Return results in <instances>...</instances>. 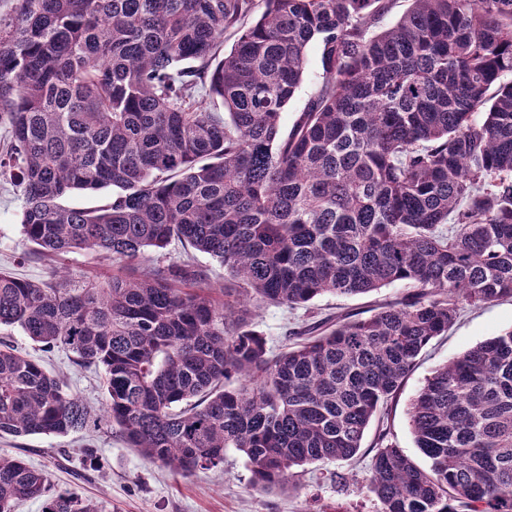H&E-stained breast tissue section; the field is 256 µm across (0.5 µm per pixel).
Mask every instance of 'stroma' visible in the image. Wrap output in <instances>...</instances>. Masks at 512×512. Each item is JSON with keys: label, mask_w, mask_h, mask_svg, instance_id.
I'll return each instance as SVG.
<instances>
[{"label": "stroma", "mask_w": 512, "mask_h": 512, "mask_svg": "<svg viewBox=\"0 0 512 512\" xmlns=\"http://www.w3.org/2000/svg\"><path fill=\"white\" fill-rule=\"evenodd\" d=\"M22 196L10 174L0 175V268L14 276L39 282L51 268L65 269L72 278L92 281L111 273L112 262L92 250L44 258L31 254L20 232ZM401 286L341 296L328 294L290 309L267 304L253 316L255 329L269 347L279 348L286 329L311 317L336 312L371 314L383 301L401 296ZM512 328V300L465 307L447 335L433 340L407 380L388 421L389 441L414 459L424 457L414 445L409 425L411 399L439 365L501 331ZM0 338L38 360L64 379L69 391L93 409L105 400L102 371L81 366L71 351L44 350L20 330H1ZM373 435H366L359 455L351 461L312 464L301 468L296 486L287 492H260L251 486L244 457L227 449L224 466L182 476L159 468L127 448L107 426L65 435L0 438V454L19 456L45 473L50 494L74 492L97 502L102 512H377L379 505L364 486Z\"/></svg>", "instance_id": "35a3bbf8"}]
</instances>
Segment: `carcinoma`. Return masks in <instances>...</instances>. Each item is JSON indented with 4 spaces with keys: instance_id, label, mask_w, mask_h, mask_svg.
I'll list each match as a JSON object with an SVG mask.
<instances>
[{
    "instance_id": "1",
    "label": "carcinoma",
    "mask_w": 512,
    "mask_h": 512,
    "mask_svg": "<svg viewBox=\"0 0 512 512\" xmlns=\"http://www.w3.org/2000/svg\"><path fill=\"white\" fill-rule=\"evenodd\" d=\"M15 0L0 19V172L23 189L42 256L91 249L126 274L76 284L0 269V329L105 373L93 412L0 341V436L106 422L183 476L233 448L252 487L354 459L424 349L464 304L512 298V0ZM235 37L223 52L224 37ZM317 43L322 80L281 116ZM115 192L98 208L80 191ZM179 242L237 287L211 294ZM409 292L329 315L279 352L251 308ZM417 465L378 434V512H512V328L426 378L409 409ZM0 455V512H99Z\"/></svg>"
}]
</instances>
